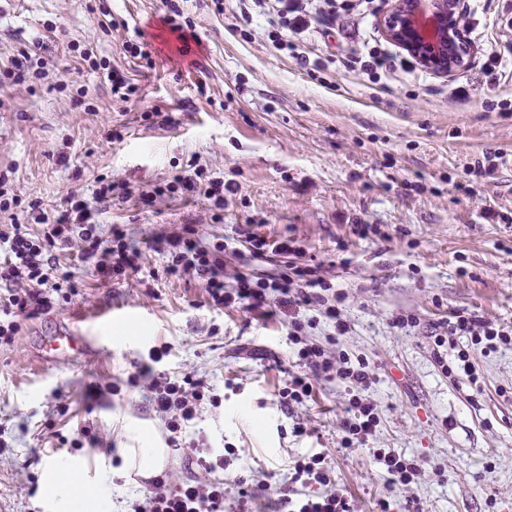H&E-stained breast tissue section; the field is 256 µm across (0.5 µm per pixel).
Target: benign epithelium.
Returning a JSON list of instances; mask_svg holds the SVG:
<instances>
[{
    "label": "benign epithelium",
    "instance_id": "benign-epithelium-1",
    "mask_svg": "<svg viewBox=\"0 0 512 512\" xmlns=\"http://www.w3.org/2000/svg\"><path fill=\"white\" fill-rule=\"evenodd\" d=\"M465 2L390 0L381 19L382 33L422 67L452 75L470 56V42L460 25Z\"/></svg>",
    "mask_w": 512,
    "mask_h": 512
}]
</instances>
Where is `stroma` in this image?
<instances>
[{
    "label": "stroma",
    "mask_w": 512,
    "mask_h": 512,
    "mask_svg": "<svg viewBox=\"0 0 512 512\" xmlns=\"http://www.w3.org/2000/svg\"><path fill=\"white\" fill-rule=\"evenodd\" d=\"M386 8L363 0L304 32L303 65L273 47L245 0L219 9L212 0H0V70L41 46L40 76L0 81L7 193L51 215L68 193L91 196L98 178L125 183L129 198L103 208L99 222L128 225L140 253L139 272L119 283L78 271L77 295L22 320L14 342L0 345V512H60L43 483L50 460L88 465L82 484L102 512H123L143 493L137 470H119L120 451L136 436L167 448L168 434L145 386L125 381L161 345L170 351L155 372L203 380L222 399L203 406L184 438L234 449L227 498L237 475L269 474L254 512H278L291 462L320 451L357 512H380L383 500L390 512H512V348L476 354L475 395L444 372L431 335L458 308L512 325V111L498 107L512 101V80L490 91L482 67L492 49L512 60L503 23L512 0H467L471 56L456 75L418 66L373 80L345 62L368 40L398 56L379 29ZM175 10L192 24L188 41L165 22ZM129 42L145 44L149 59L126 55ZM82 47L133 79L138 101L113 97ZM461 82L464 100L452 95ZM490 152L494 173L473 178ZM192 161L224 179L221 221L199 195L140 200ZM188 224L204 245L246 229L294 238L345 292L349 331L339 346L375 376L366 394L379 425L366 446L341 448L343 384L321 380L306 404H280L279 389L299 370L286 321L215 307L197 279L165 273L153 240ZM360 224L367 235L356 233ZM104 308L117 319L91 329L110 339L99 360L43 362L42 334ZM405 312L418 325L392 327ZM298 424L305 436L294 435ZM86 427L101 447L70 449ZM376 448L416 460L424 477L388 485Z\"/></svg>",
    "instance_id": "35a3bbf8"
}]
</instances>
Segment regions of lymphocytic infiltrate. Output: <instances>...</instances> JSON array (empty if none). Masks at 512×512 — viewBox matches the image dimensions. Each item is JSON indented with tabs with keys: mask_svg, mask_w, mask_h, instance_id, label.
Masks as SVG:
<instances>
[{
	"mask_svg": "<svg viewBox=\"0 0 512 512\" xmlns=\"http://www.w3.org/2000/svg\"><path fill=\"white\" fill-rule=\"evenodd\" d=\"M195 193L212 200L216 209L224 207L223 177L204 178L194 167L175 174L165 185L156 187L155 195ZM127 190L118 182L99 181L91 197H66V208L51 218L31 202L29 215L41 224L39 234H30L24 225H13L11 231H0V288L8 293L0 308V344L12 343L20 330L21 318L40 315L60 307L77 292L75 274L61 266L55 252L79 244V260L92 268L104 281L121 280L138 272V253L127 238L124 225H113L109 234H102L99 215L113 198H125ZM252 257L269 254L288 256L289 262L276 275L256 279L238 274L233 285L224 283V254L229 243L201 245L197 231L185 226L183 231L157 239L155 249L165 259L167 275H194L208 292L214 305H241L250 310L276 301L288 312V343L292 346L300 372L291 376L279 392L283 405H301L310 400L315 381L338 380L357 387L348 401V415L342 423L344 448L365 445L379 424L376 407L361 396V389L371 381L365 363L351 364L336 345L349 325L341 315L345 300L331 278L302 262L303 252L292 238L267 239L255 233L242 242ZM328 322L331 331L326 343L307 340L308 330L319 322ZM443 330L435 336L436 346L448 347L449 356L438 362L446 372L463 373L471 384H478L474 356L479 352L512 345V327L499 324L466 309L454 310ZM148 382L151 404L164 418L170 445L180 443L182 429L197 418L203 405L219 407L221 400L202 381L185 376L173 379L153 376L149 366L138 367L127 377L131 386ZM200 474L180 476L165 470L152 477L142 497L128 502V512H251L255 487L244 476L237 477L238 495L233 501L224 498L222 473L230 459L211 449L194 451ZM291 483L304 486L298 497L282 495L284 512H356L351 499L334 490L333 469L323 454L315 453L295 460Z\"/></svg>",
	"mask_w": 512,
	"mask_h": 512,
	"instance_id": "f902f5d3",
	"label": "lymphocytic infiltrate"
}]
</instances>
